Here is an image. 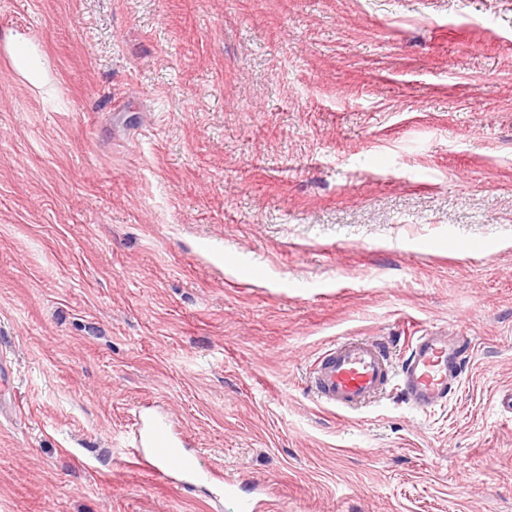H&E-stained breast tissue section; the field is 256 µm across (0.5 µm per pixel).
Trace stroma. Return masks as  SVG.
<instances>
[{
	"mask_svg": "<svg viewBox=\"0 0 512 512\" xmlns=\"http://www.w3.org/2000/svg\"><path fill=\"white\" fill-rule=\"evenodd\" d=\"M461 323L445 406L309 391ZM3 378L0 512H512V0H0ZM11 59L15 70L32 84L43 82L44 59L29 40L22 39L12 44ZM133 456L144 469L156 473L166 480H176L183 488H192L197 483L208 482L218 487L222 494L233 493L236 483L225 478L224 473L205 468L196 463L197 457L185 454L165 421L156 418L141 420L136 436Z\"/></svg>",
	"mask_w": 512,
	"mask_h": 512,
	"instance_id": "1",
	"label": "stroma"
}]
</instances>
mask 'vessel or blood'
<instances>
[{
    "label": "vessel or blood",
    "instance_id": "vessel-or-blood-1",
    "mask_svg": "<svg viewBox=\"0 0 512 512\" xmlns=\"http://www.w3.org/2000/svg\"><path fill=\"white\" fill-rule=\"evenodd\" d=\"M474 346L473 336L463 327L450 338L425 332L396 366L384 343L346 338L315 359L310 391L320 403L339 411L359 409L385 394L425 411L448 399ZM133 456L144 469L177 479L186 489L203 482L225 493L236 488L223 472L202 467L185 454L167 423L155 418L140 422Z\"/></svg>",
    "mask_w": 512,
    "mask_h": 512
}]
</instances>
